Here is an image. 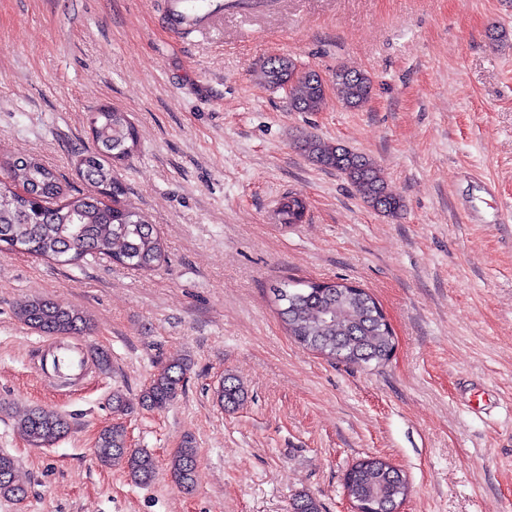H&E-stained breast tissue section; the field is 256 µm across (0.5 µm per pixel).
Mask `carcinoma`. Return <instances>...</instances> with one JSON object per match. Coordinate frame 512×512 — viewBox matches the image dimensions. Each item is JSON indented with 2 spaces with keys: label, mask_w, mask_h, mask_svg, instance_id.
Listing matches in <instances>:
<instances>
[{
  "label": "carcinoma",
  "mask_w": 512,
  "mask_h": 512,
  "mask_svg": "<svg viewBox=\"0 0 512 512\" xmlns=\"http://www.w3.org/2000/svg\"><path fill=\"white\" fill-rule=\"evenodd\" d=\"M261 77L273 88L287 87L291 106L297 112H318L326 104L325 83L313 71L299 72L287 56L273 55L261 66ZM336 98L346 107L364 106L372 92L371 77L361 71L336 69ZM96 146L77 155L75 166L89 184H112V197L103 200L95 192L69 194L57 174L38 159L17 156L0 166V250L27 254L72 264L86 256H107L134 270L148 271L164 259L161 238L136 208L124 200L125 187L117 166L138 150L135 126L128 114L117 109L92 113ZM298 148L316 165L344 174L371 208L391 217L402 209L399 197L387 189L380 166L369 156L309 136ZM26 190L23 196L17 188ZM304 202L289 196L281 203L283 224L297 223ZM278 314L288 335L299 344L352 365L382 363L391 357L394 337L381 307L367 291L339 281L283 279L271 288ZM18 318L27 326L50 336L80 334L90 319L75 308L61 307L45 297H32L20 304ZM189 364L172 361L141 391L137 400L112 394V413L129 414L139 405L162 410L182 391ZM217 402L233 410L245 398V389L231 374L224 375L216 391ZM21 428L36 448L48 447L69 429L58 412L41 407L29 409ZM94 453L104 466H121L130 480L150 483L156 473L154 457L128 446L123 425L115 423L97 438ZM197 468V448L192 437L170 457L169 471L177 484L190 490ZM15 459L0 453V497L21 500L26 489L15 481ZM345 490L370 512H393L409 490L401 469L380 458L358 461L346 474Z\"/></svg>",
  "instance_id": "obj_1"
}]
</instances>
